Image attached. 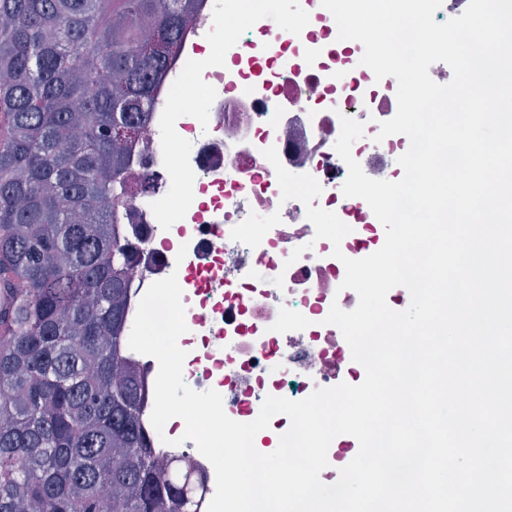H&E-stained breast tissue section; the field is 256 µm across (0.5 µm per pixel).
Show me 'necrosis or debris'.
I'll return each instance as SVG.
<instances>
[{
	"mask_svg": "<svg viewBox=\"0 0 512 512\" xmlns=\"http://www.w3.org/2000/svg\"><path fill=\"white\" fill-rule=\"evenodd\" d=\"M264 7L249 22L237 20L228 0H198L157 89L159 105L136 137L131 175H148L155 188L129 196L120 212L126 238L137 248L127 296L136 312L148 287L176 275L188 330L184 379L194 390L215 389L238 422L253 421L266 396L301 400L332 387L341 368V331L325 324L332 304L350 309L358 296L341 290L345 269L331 242L305 250L296 225H307L304 205L282 201L276 172L263 155L276 147L282 165L318 179L316 206L335 212L351 232L346 257H366L365 212L341 191L348 168L335 150L340 115L365 125L352 155L362 169L384 171L407 137L375 142L380 122L393 116L390 79L375 81L361 66L364 48L337 38L332 14L307 0L288 28L265 27ZM286 206L288 220L273 227L258 247L234 241L232 229L250 213L267 216ZM185 258H178L180 246ZM298 261L289 256L296 247ZM283 276V286L273 279ZM139 369L144 390L141 423L165 459L190 464L198 477L199 512L215 493L212 464L180 425L154 437L151 413L157 361L125 350Z\"/></svg>",
	"mask_w": 512,
	"mask_h": 512,
	"instance_id": "4bbe7bcc",
	"label": "necrosis or debris"
}]
</instances>
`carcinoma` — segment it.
Returning a JSON list of instances; mask_svg holds the SVG:
<instances>
[{
	"mask_svg": "<svg viewBox=\"0 0 512 512\" xmlns=\"http://www.w3.org/2000/svg\"><path fill=\"white\" fill-rule=\"evenodd\" d=\"M196 0H0V512H195L124 358L127 152Z\"/></svg>",
	"mask_w": 512,
	"mask_h": 512,
	"instance_id": "carcinoma-1",
	"label": "carcinoma"
}]
</instances>
